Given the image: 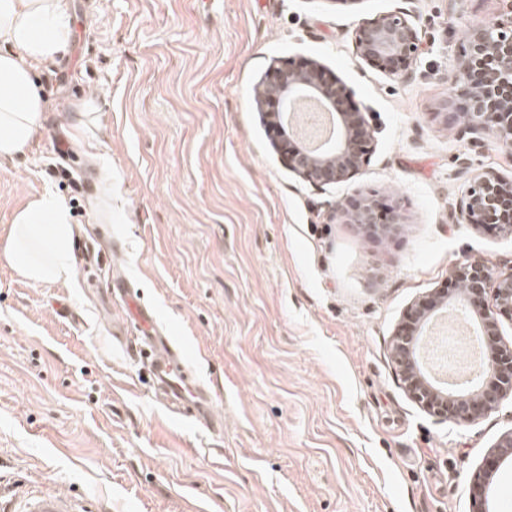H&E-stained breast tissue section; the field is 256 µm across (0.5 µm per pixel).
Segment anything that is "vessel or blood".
Returning a JSON list of instances; mask_svg holds the SVG:
<instances>
[{"label": "vessel or blood", "instance_id": "vessel-or-blood-1", "mask_svg": "<svg viewBox=\"0 0 512 512\" xmlns=\"http://www.w3.org/2000/svg\"><path fill=\"white\" fill-rule=\"evenodd\" d=\"M111 294L121 299L125 323L134 332L128 347L153 355L149 368L152 386L167 400L188 409L197 425L209 428L221 424L212 390L200 379L184 350L161 327L153 307L141 303L122 277L113 280ZM17 512H87V509L69 496L38 493L20 500Z\"/></svg>", "mask_w": 512, "mask_h": 512}]
</instances>
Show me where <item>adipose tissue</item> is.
I'll list each match as a JSON object with an SVG mask.
<instances>
[{
	"label": "adipose tissue",
	"instance_id": "ef3b65f1",
	"mask_svg": "<svg viewBox=\"0 0 512 512\" xmlns=\"http://www.w3.org/2000/svg\"><path fill=\"white\" fill-rule=\"evenodd\" d=\"M69 45L63 0H0V159L29 147L44 109L39 73ZM71 249L69 210L49 191L16 213L0 259L32 279L64 281Z\"/></svg>",
	"mask_w": 512,
	"mask_h": 512
}]
</instances>
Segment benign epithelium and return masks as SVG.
I'll list each match as a JSON object with an SVG mask.
<instances>
[{"mask_svg":"<svg viewBox=\"0 0 512 512\" xmlns=\"http://www.w3.org/2000/svg\"><path fill=\"white\" fill-rule=\"evenodd\" d=\"M466 46L458 63V81L464 85L463 102L456 116L460 133L473 143L489 139L512 151V0L507 12L492 24L475 23L465 33ZM355 48L364 62L396 79H405L419 49L412 15L399 11L378 18H362L355 29ZM315 98L336 120L334 140L315 153L284 125V116L297 103ZM252 100L266 125L279 134L276 151L288 170L316 187L348 182L369 163L375 148L374 129L365 113L353 103V91L343 81L325 74L315 60L273 62L264 81L254 87ZM461 217L512 234V178L494 172L472 176L470 189L457 204ZM369 231H387L399 223V203L380 207L360 196L331 214ZM450 279L461 287L448 297L440 293L432 301H418L408 309L404 322L393 334L391 361L408 395L431 416L456 424L474 421L495 408L507 390L512 391V349L497 345V313L512 312V274L491 281L489 268L480 261L456 264ZM493 289L495 309L485 306L487 289ZM462 306L476 323L481 349V368L475 380L461 388L444 386L427 372L422 338L428 335L437 311ZM512 457V431L496 444V453L472 488L478 512H490L491 480L500 465Z\"/></svg>","mask_w":512,"mask_h":512,"instance_id":"1","label":"benign epithelium"}]
</instances>
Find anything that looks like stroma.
<instances>
[{"mask_svg":"<svg viewBox=\"0 0 512 512\" xmlns=\"http://www.w3.org/2000/svg\"><path fill=\"white\" fill-rule=\"evenodd\" d=\"M67 54L40 76L31 146L0 160V240L51 191L101 266L34 281L0 261V499L37 490L90 512H476L470 488L512 431V394L441 422L403 390L390 342L457 263L512 274V237L461 218L472 174L512 153L460 135L454 75L469 25L503 0H67ZM410 10L407 80L359 59L362 17ZM314 59L354 91L376 150L317 188L282 163L251 92L273 60ZM87 137L74 143L81 103ZM111 170V181L102 173ZM401 204L386 233L329 215ZM120 273L210 386L224 426L167 409L113 339Z\"/></svg>","mask_w":512,"mask_h":512,"instance_id":"obj_1","label":"stroma"}]
</instances>
